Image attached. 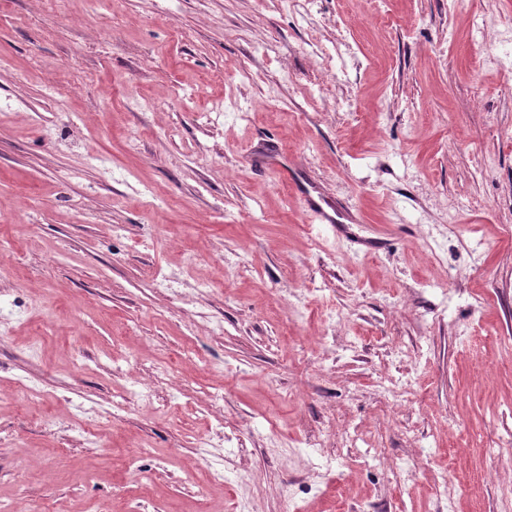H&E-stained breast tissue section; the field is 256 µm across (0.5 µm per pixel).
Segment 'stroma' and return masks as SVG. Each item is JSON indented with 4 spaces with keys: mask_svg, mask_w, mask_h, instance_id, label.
Here are the masks:
<instances>
[{
    "mask_svg": "<svg viewBox=\"0 0 512 512\" xmlns=\"http://www.w3.org/2000/svg\"><path fill=\"white\" fill-rule=\"evenodd\" d=\"M508 428L512 0H0V512H512Z\"/></svg>",
    "mask_w": 512,
    "mask_h": 512,
    "instance_id": "obj_1",
    "label": "stroma"
}]
</instances>
